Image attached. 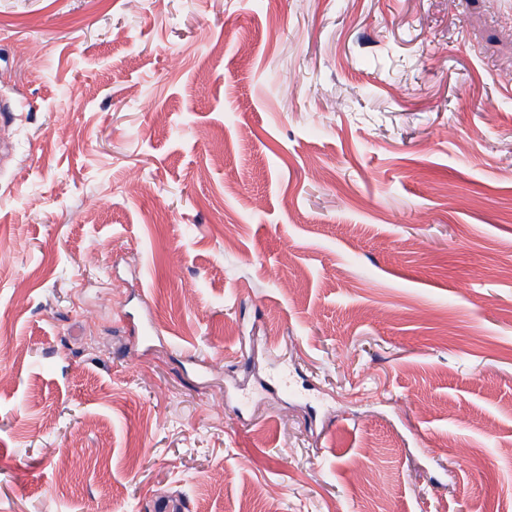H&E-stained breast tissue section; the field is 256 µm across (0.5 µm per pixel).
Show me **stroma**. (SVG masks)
Listing matches in <instances>:
<instances>
[{"label": "stroma", "mask_w": 512, "mask_h": 512, "mask_svg": "<svg viewBox=\"0 0 512 512\" xmlns=\"http://www.w3.org/2000/svg\"><path fill=\"white\" fill-rule=\"evenodd\" d=\"M0 100V512L512 506V0H0Z\"/></svg>", "instance_id": "1"}]
</instances>
